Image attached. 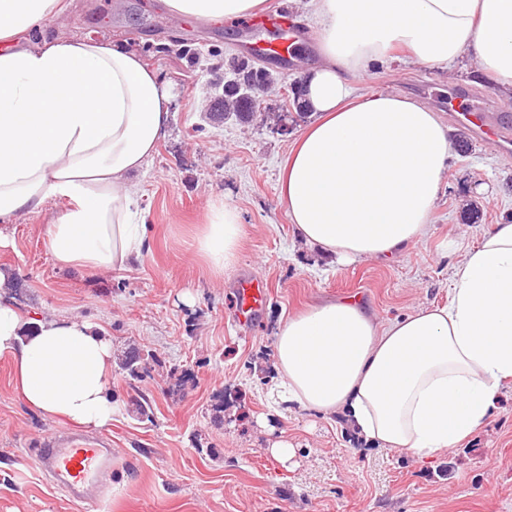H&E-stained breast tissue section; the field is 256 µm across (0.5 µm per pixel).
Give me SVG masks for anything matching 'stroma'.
<instances>
[{"label":"stroma","instance_id":"stroma-1","mask_svg":"<svg viewBox=\"0 0 512 512\" xmlns=\"http://www.w3.org/2000/svg\"><path fill=\"white\" fill-rule=\"evenodd\" d=\"M59 18L35 39H107L156 69L169 97L165 137L132 177L149 249L128 268L89 273L55 264L46 227L68 202L48 199L5 228L0 270L22 311L74 316L112 340V393L121 409L97 430L112 449V472L92 505L74 499L37 463L42 437L69 433L15 391L0 357V512H512V384L492 416L456 448L435 458L362 443L337 418L302 409L275 411L265 397L277 374L273 342L288 314L321 300L355 298L386 322L447 303L450 268L465 245L512 212V154L471 138L452 149L424 241L390 257L336 262L294 233L279 200L278 174L299 131H281L294 92L321 61L317 26L293 0H266L306 33L296 65L266 58L277 74L265 111L241 123L211 111L217 66L243 56L254 34L239 21L175 19L163 0H63ZM356 93L399 91L454 119L449 97L462 94L512 128V96L491 82L412 63L375 65ZM236 208L242 237L235 265L210 276L196 235L210 206ZM258 280L269 298L247 326L236 322V288ZM144 356L137 376L119 361ZM149 401L151 420L137 402ZM288 439L295 456L270 451Z\"/></svg>","mask_w":512,"mask_h":512}]
</instances>
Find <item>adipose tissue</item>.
Returning <instances> with one entry per match:
<instances>
[{
	"label": "adipose tissue",
	"mask_w": 512,
	"mask_h": 512,
	"mask_svg": "<svg viewBox=\"0 0 512 512\" xmlns=\"http://www.w3.org/2000/svg\"><path fill=\"white\" fill-rule=\"evenodd\" d=\"M265 0H165L205 21L249 15ZM323 63L304 82L314 121L299 132L279 195L305 243L350 262L420 243L450 156L447 125L395 92L355 93L376 63L406 54L448 67L464 51L474 72L512 91V0H306ZM61 0H0V222L69 199L46 233L58 266L120 269L141 257L130 173L153 156L169 121L156 70L127 48L77 38L34 42L30 30ZM234 207L212 209L197 238L208 271L237 260ZM0 270V356L20 396L81 429L112 424V342L80 318L27 319ZM448 304L380 325L354 301L290 315L274 337L278 382L269 398L341 415L365 442L419 458L457 447L512 382V220L466 247Z\"/></svg>",
	"instance_id": "1"
}]
</instances>
